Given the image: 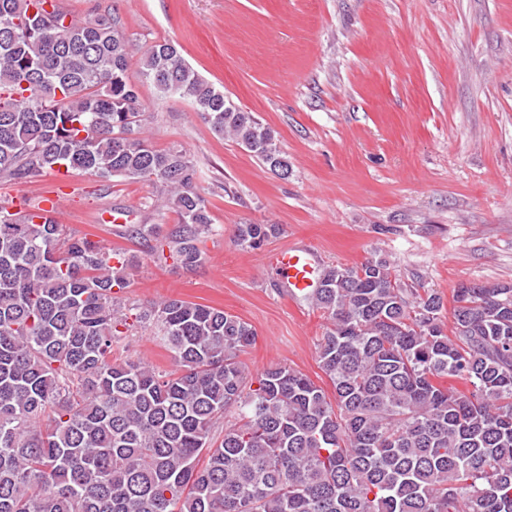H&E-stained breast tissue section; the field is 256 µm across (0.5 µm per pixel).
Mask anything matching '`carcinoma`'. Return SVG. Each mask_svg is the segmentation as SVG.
<instances>
[{
	"instance_id": "obj_1",
	"label": "carcinoma",
	"mask_w": 512,
	"mask_h": 512,
	"mask_svg": "<svg viewBox=\"0 0 512 512\" xmlns=\"http://www.w3.org/2000/svg\"><path fill=\"white\" fill-rule=\"evenodd\" d=\"M132 50L116 16L0 0V182L62 166L147 181L178 221L122 235L192 270L214 224L186 153L144 135L139 84L275 174L288 160L175 45L146 50L137 82ZM279 232L239 224L234 242ZM128 265L48 210L0 206V512H512V285H459L449 334L441 295L405 287L388 260L325 268L312 301L331 321L317 344L330 399L287 365L252 375L253 326L177 298L137 314L177 369L116 358Z\"/></svg>"
}]
</instances>
